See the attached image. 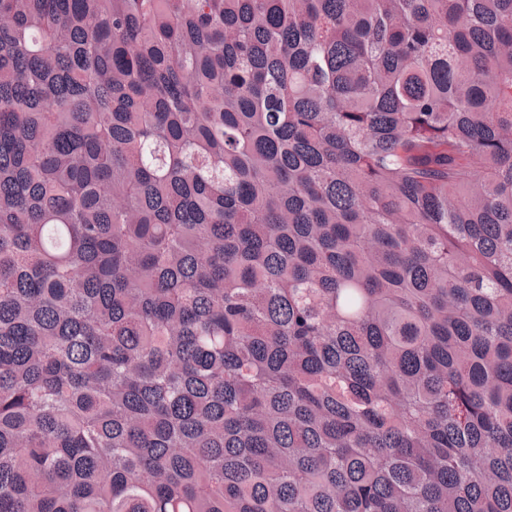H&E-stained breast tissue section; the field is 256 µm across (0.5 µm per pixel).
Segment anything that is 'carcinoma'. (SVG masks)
Masks as SVG:
<instances>
[{
	"label": "carcinoma",
	"instance_id": "obj_1",
	"mask_svg": "<svg viewBox=\"0 0 512 512\" xmlns=\"http://www.w3.org/2000/svg\"><path fill=\"white\" fill-rule=\"evenodd\" d=\"M0 512H512V0H0Z\"/></svg>",
	"mask_w": 512,
	"mask_h": 512
}]
</instances>
